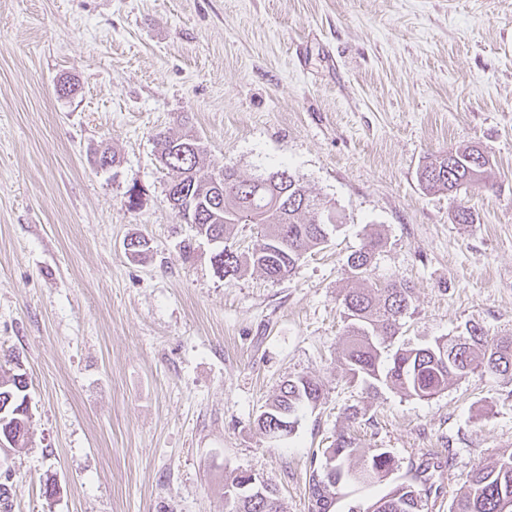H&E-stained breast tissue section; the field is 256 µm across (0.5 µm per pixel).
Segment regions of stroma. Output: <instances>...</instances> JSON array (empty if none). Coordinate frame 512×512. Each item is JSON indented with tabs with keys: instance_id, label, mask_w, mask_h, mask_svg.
Listing matches in <instances>:
<instances>
[{
	"instance_id": "1",
	"label": "stroma",
	"mask_w": 512,
	"mask_h": 512,
	"mask_svg": "<svg viewBox=\"0 0 512 512\" xmlns=\"http://www.w3.org/2000/svg\"><path fill=\"white\" fill-rule=\"evenodd\" d=\"M160 131L197 135L208 170L289 169L336 209L327 247L280 281L222 278L166 200ZM470 145L490 160L480 188L422 186V164ZM462 204L473 223H454ZM373 235L374 283L413 290L396 343L512 336V0H0V358L32 413L27 446L0 449V512H228L242 472L309 512L340 433L395 465L332 512H364L418 462L428 512H450L512 452V382L477 371L418 399L350 378L347 258ZM296 376L323 400L270 440L257 417Z\"/></svg>"
}]
</instances>
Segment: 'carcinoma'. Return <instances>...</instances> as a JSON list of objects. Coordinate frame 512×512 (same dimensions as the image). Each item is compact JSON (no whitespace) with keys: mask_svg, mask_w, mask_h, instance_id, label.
I'll use <instances>...</instances> for the list:
<instances>
[{"mask_svg":"<svg viewBox=\"0 0 512 512\" xmlns=\"http://www.w3.org/2000/svg\"><path fill=\"white\" fill-rule=\"evenodd\" d=\"M195 141L188 133L177 139L159 135L160 158L170 174L166 198L192 194L198 234L227 241L244 224L256 229L259 238L247 252L223 248L214 254L213 264L222 277L230 280L253 267L269 279L282 280L291 276L307 251L327 245L330 233L338 227L336 211L312 196L299 178L278 170L247 179L226 164L202 177L198 165L203 150L190 149ZM475 157L489 164L476 146L440 154L419 170V181L430 190L465 192L475 187L470 175ZM379 247L380 240L372 238L348 256L354 278L369 280ZM412 295V288L401 282L347 289L342 298L347 319L342 359L352 376H362L373 389L379 384L392 386L419 399L447 389L479 368L512 382V337L490 339L477 324L425 346H399L383 358L386 343L397 334L400 319L411 307ZM25 388L20 376L0 375V436L8 429L16 430V447L25 445L29 433ZM322 397V388L313 379L290 378L257 417L258 427L269 436H280L281 424L298 422L300 411L316 407ZM356 451V443L345 434L337 435L327 448L333 473L314 471L310 475L311 512H330L336 489L343 483L371 485L392 473L394 458L389 452L379 450L356 466L352 464ZM430 478L427 469L416 467L411 481L378 499L370 506L371 512H423L426 503L415 483L425 484ZM506 499L512 500V452L476 468L453 501L451 512H502ZM232 503V512H281L272 489L264 498H234Z\"/></svg>","mask_w":512,"mask_h":512,"instance_id":"carcinoma-1","label":"carcinoma"}]
</instances>
